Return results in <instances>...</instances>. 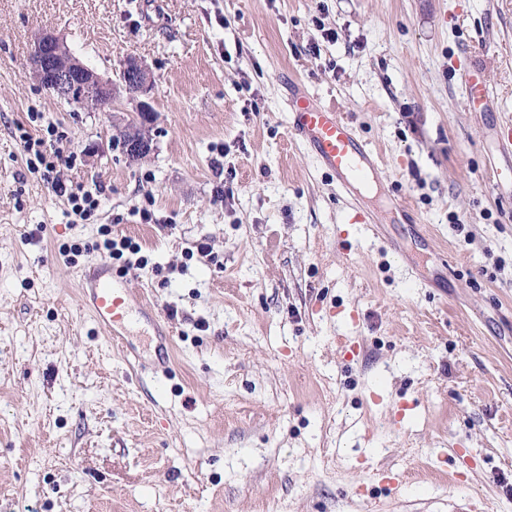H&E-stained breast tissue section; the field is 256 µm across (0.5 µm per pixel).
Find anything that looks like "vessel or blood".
Instances as JSON below:
<instances>
[{
    "mask_svg": "<svg viewBox=\"0 0 512 512\" xmlns=\"http://www.w3.org/2000/svg\"><path fill=\"white\" fill-rule=\"evenodd\" d=\"M461 83L469 107L489 101L490 81L483 68L466 71ZM288 112L291 131L347 195H356L358 186L371 181L378 167L377 157L337 112L296 87L288 92ZM80 292L83 307L111 336L123 335L132 322L153 316L147 304L135 298L123 283L113 280L103 261L84 269Z\"/></svg>",
    "mask_w": 512,
    "mask_h": 512,
    "instance_id": "b4317fda",
    "label": "vessel or blood"
}]
</instances>
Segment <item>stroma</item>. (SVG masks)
<instances>
[{
	"mask_svg": "<svg viewBox=\"0 0 512 512\" xmlns=\"http://www.w3.org/2000/svg\"><path fill=\"white\" fill-rule=\"evenodd\" d=\"M45 31L105 78L146 62L148 157L28 77ZM292 81L414 218L351 223L289 134ZM50 125L89 220L27 168L20 130ZM509 126L512 0H0V512H512ZM104 224L169 335L116 343L82 309ZM466 102L469 108L485 105L490 100V81L481 67H474L461 75Z\"/></svg>",
	"mask_w": 512,
	"mask_h": 512,
	"instance_id": "obj_1",
	"label": "stroma"
}]
</instances>
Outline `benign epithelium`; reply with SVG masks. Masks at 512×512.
I'll use <instances>...</instances> for the list:
<instances>
[{"instance_id": "7a95c632", "label": "benign epithelium", "mask_w": 512, "mask_h": 512, "mask_svg": "<svg viewBox=\"0 0 512 512\" xmlns=\"http://www.w3.org/2000/svg\"><path fill=\"white\" fill-rule=\"evenodd\" d=\"M29 75L57 98L76 103L95 111L115 109L120 92L147 96L154 88L152 71L142 61L129 58L124 61L117 81L104 78L73 56L67 45L56 34H40L30 55ZM154 109L143 100L137 113L125 121L121 133L125 136L126 152L139 160L152 151V138L145 128L152 120Z\"/></svg>"}]
</instances>
